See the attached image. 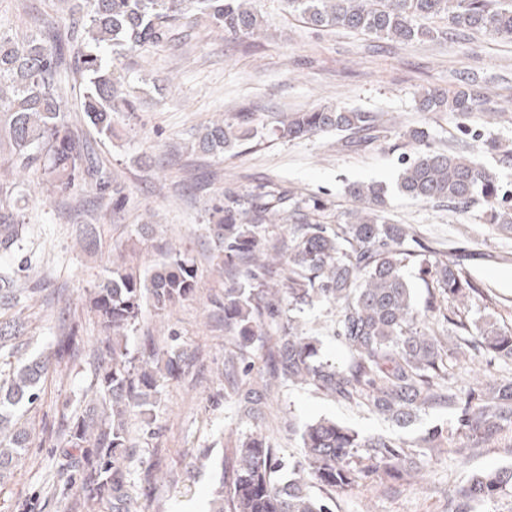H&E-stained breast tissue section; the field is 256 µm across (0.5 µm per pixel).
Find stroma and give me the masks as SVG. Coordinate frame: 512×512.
Returning <instances> with one entry per match:
<instances>
[{
    "mask_svg": "<svg viewBox=\"0 0 512 512\" xmlns=\"http://www.w3.org/2000/svg\"><path fill=\"white\" fill-rule=\"evenodd\" d=\"M267 22L261 38L227 35L206 25L177 28L161 45L116 62L140 99L137 112L114 116L111 139L100 138L77 103L66 120L91 144L100 166L122 192L117 208L90 216L72 199L47 192L34 176L16 178L18 207L28 231L19 251L0 255V268L25 261L29 276L19 281L10 313L32 336L29 353L52 351L60 336L77 331L84 345L65 365L50 369L41 399L25 414L32 444L24 465L0 479V512H84L74 491L58 473L60 450L53 431L62 416L83 411L91 396L94 351L103 339L86 297L112 249L122 245L134 270L158 258L157 242L180 249L197 271L195 296L169 311H145L127 337L130 352L154 345L159 353L179 347L184 372L160 380L154 413L159 432L145 435L138 417L127 420L133 443L127 482L139 512H209L216 474L242 433L237 399L245 377L229 382L224 361L234 350L224 326V291L239 286L242 274H229L209 238L212 207L224 195L317 198L325 205L317 219L343 223L353 202L355 182L386 185L387 215L415 227L427 245L462 255L468 274L490 289L496 303L472 301L471 317L491 314L512 327V233L488 223L477 203L464 211L439 202L401 195L398 175L415 144L402 130L427 132L432 149L475 158L512 190V37L469 33L410 43L379 39L341 28L318 29L289 13L284 0H257ZM62 26L69 18L60 0H0V27L36 29L45 18ZM476 76L480 93L468 116L422 112L421 92L454 90L461 76ZM337 106L376 113L375 139L358 149L344 145V132H323L288 140L278 135L282 120L295 112ZM250 115V137L221 154L201 152L197 138L214 121ZM154 224L152 239L136 233L144 218ZM92 231L98 247L81 251L77 240ZM303 332L318 337L323 350L345 362L336 338V308L315 302L298 316ZM327 417L364 435L383 434L408 447L433 427H448L447 409L422 410L400 427L365 409L337 402L309 387L272 384L261 428L277 448L285 468L300 456L299 437L289 425ZM158 479L146 483L147 468ZM512 467V428L483 448L444 450L433 455L416 478L374 477L352 490L331 495L334 512H448V490L478 472Z\"/></svg>",
    "mask_w": 512,
    "mask_h": 512,
    "instance_id": "stroma-1",
    "label": "stroma"
}]
</instances>
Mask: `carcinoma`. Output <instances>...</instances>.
<instances>
[{
	"label": "carcinoma",
	"mask_w": 512,
	"mask_h": 512,
	"mask_svg": "<svg viewBox=\"0 0 512 512\" xmlns=\"http://www.w3.org/2000/svg\"><path fill=\"white\" fill-rule=\"evenodd\" d=\"M288 10L316 27H342L391 41L409 42L445 35L421 24L431 15L448 16L449 29L512 36V0H286ZM71 25L61 30L46 21L19 37L0 30V113L5 116L9 144L7 163L39 175L52 192L73 195L92 182L99 194L121 190L101 176L92 148L65 120L67 100L61 76L73 60L80 74V104L97 134L112 138L113 116L137 111L135 98L115 89L113 62L120 56L156 46L177 27L205 18L231 35L247 38L263 32L255 0H71ZM478 100L471 84L456 90L428 89L419 97L423 112L471 113ZM377 116L371 112L319 108L294 113L283 122L282 136L301 139L324 131H350L358 146L372 138ZM246 132L231 123H215L199 138L200 148L222 153ZM404 136L420 149L404 163L397 190L425 202L445 201L464 211L478 201L489 221L512 228V203L491 172L471 159L430 148L426 132L410 129ZM15 190L0 181V255L20 247L25 225L15 214ZM347 194L355 207L345 222L329 227L311 222L300 201L290 203L288 255L275 254L258 264L259 228L282 215L281 203L261 196L242 199L227 195L213 207L215 223L207 225L217 257L245 267L248 286L224 291V325L234 329L241 372L252 374L249 353L262 338V326L284 310H301L316 300L336 304V337L348 353L342 364L322 349L319 340L299 330L294 317L280 326L281 336L263 359L265 374L283 383L304 385L338 402L354 404L396 424L407 425L432 406L451 411L456 433L443 436L434 428L420 447L432 452L463 439L471 448L491 444L512 427V377L482 380L464 389L449 382L451 364L470 354L488 362L512 364V330L485 317L467 319V301L493 303L468 273L463 259L423 244L405 224L385 215L386 188L358 182ZM249 218L242 224L239 217ZM288 258L287 287L274 290L265 274ZM417 264L434 290L419 307L405 277ZM27 272L21 264L0 271V305L16 299L12 285ZM197 273L182 252L170 247L144 273L114 262L89 292V306L107 333L98 350L94 397L82 416L62 417L59 470L68 472L77 499L88 507L110 505L111 512H136L125 479L127 449L132 447L125 417L142 416L153 424L159 372L171 379L183 373L179 351L171 350L164 368L157 352L144 346L141 355L123 345L136 327L144 304L165 311L193 297ZM448 300L446 332L428 321L438 299ZM25 328L11 319L0 321V345L11 343L16 358L9 382L0 384V472L20 465L31 444V433L17 413L41 399L49 369L68 361L82 338L71 332L60 337L46 356L20 355ZM267 386L249 387L242 396L243 416L256 425L263 419ZM301 456L286 477L277 449L258 431L244 434L231 463L219 477L214 512H332L316 494L318 487L346 491L381 473L395 481L421 472L419 452L383 435L364 436L330 419L306 422L300 430ZM512 489V469L482 472L450 493V512H477Z\"/></svg>",
	"instance_id": "1"
}]
</instances>
